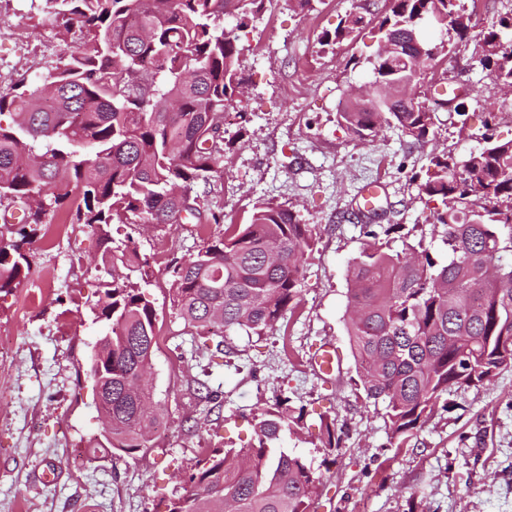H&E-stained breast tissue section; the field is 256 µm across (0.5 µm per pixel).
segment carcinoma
Here are the masks:
<instances>
[{"mask_svg":"<svg viewBox=\"0 0 512 512\" xmlns=\"http://www.w3.org/2000/svg\"><path fill=\"white\" fill-rule=\"evenodd\" d=\"M56 18L57 36L73 44L48 71L51 94L21 80L0 93V203L25 205L31 231H0V293L31 273L36 227L68 208L75 224L101 233L99 266L109 276L93 306L105 334L89 358L100 389L102 440L110 453L133 457L148 448L160 425L152 386L139 382L150 365L156 310L142 282L136 252L115 242L114 224H221L202 214L199 184L224 178V112L240 102L239 32L265 0H31ZM379 27L402 50L376 55L364 98L348 100L339 125L360 138L396 126L413 146L427 142L434 112L405 94L422 82L432 61L411 42L419 15L447 19L445 33L468 38L472 18L463 0H387ZM357 6L334 31L340 43L364 26ZM232 15L233 26L224 28ZM479 64L512 86V13L481 32ZM484 145L458 162L430 155L434 175L419 194L440 202L434 212L448 260L439 262L420 240L399 251L387 237L398 224H363L352 261L346 321L350 354L365 400L385 405L390 444L417 436L438 400L461 388L479 389L512 367V140L483 135ZM316 242L315 229L273 202L254 207L245 224L208 238L174 264L173 305L184 324L205 337L273 328L300 302V272ZM141 267L140 280L132 279ZM300 417L281 404L264 409L255 442L214 448L196 463L185 494L168 512H309L317 477L300 455L277 448ZM339 446L325 425V457Z\"/></svg>","mask_w":512,"mask_h":512,"instance_id":"obj_1","label":"carcinoma"}]
</instances>
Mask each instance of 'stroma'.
<instances>
[{
    "label": "stroma",
    "mask_w": 512,
    "mask_h": 512,
    "mask_svg": "<svg viewBox=\"0 0 512 512\" xmlns=\"http://www.w3.org/2000/svg\"><path fill=\"white\" fill-rule=\"evenodd\" d=\"M359 2L312 0L303 11L296 0H266L242 37V105L250 121L225 122L238 141L224 153L222 183L200 200L223 211V223L122 224L113 234L154 272L146 288L158 335L150 383L162 420L146 453L118 459L90 446L102 431L87 373L104 331L90 311L102 281L94 265L102 240L63 212L56 227L37 229L29 277L0 294V336L7 340L0 348V512H166L202 456L253 442L261 410L282 398L303 419L281 446L304 456L320 478L310 512H512V368L484 388L450 395L414 445L391 447L383 406L365 402L356 388L345 325L348 269L363 243L358 187L381 182L387 211L380 221L400 227L392 249L422 240L442 261L446 247L418 195L430 154L467 155L490 118L496 138L512 139L505 118L512 92L485 95L495 75L474 60L483 26L512 11V0H465L476 18L470 38L434 62L422 90L445 84L467 93L458 111L436 109L427 143L415 150L396 129L362 139L336 122L350 89L373 79L378 43L370 31L384 0H373L366 29L354 39L326 45L321 36ZM0 18L10 25L0 33V90L21 78L43 84L49 64L69 50L52 15L30 0H0ZM267 200L287 205L317 233L299 306L260 335L194 340L172 306L168 266L197 253L225 225L245 223ZM327 345L341 354L330 375L310 364ZM199 379L217 392L219 406L200 402ZM326 417L341 437L332 463L318 446ZM48 463L58 472L49 486L36 479Z\"/></svg>",
    "instance_id": "1"
}]
</instances>
